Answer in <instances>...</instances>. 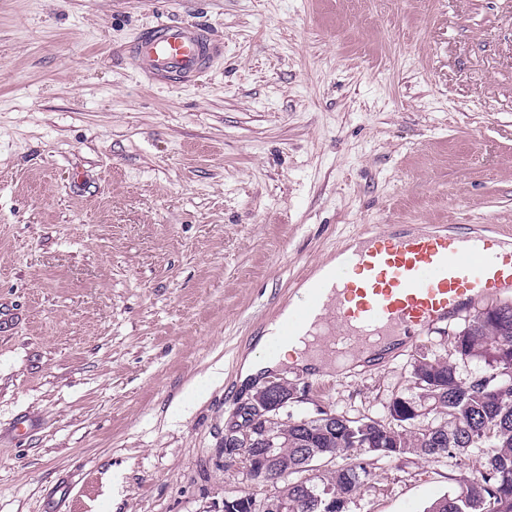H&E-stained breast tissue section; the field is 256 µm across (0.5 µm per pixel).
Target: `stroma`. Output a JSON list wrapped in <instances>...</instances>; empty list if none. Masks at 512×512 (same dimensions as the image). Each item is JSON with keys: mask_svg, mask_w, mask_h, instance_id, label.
I'll use <instances>...</instances> for the list:
<instances>
[{"mask_svg": "<svg viewBox=\"0 0 512 512\" xmlns=\"http://www.w3.org/2000/svg\"><path fill=\"white\" fill-rule=\"evenodd\" d=\"M199 24L195 84L144 27ZM376 224L512 225V0H0V512H224L242 357ZM431 331L298 415L380 416ZM23 430H16V423ZM474 460L379 463L351 512H424ZM222 46L207 28L159 22L139 34L128 47L137 69L153 81L190 83L205 73Z\"/></svg>", "mask_w": 512, "mask_h": 512, "instance_id": "1", "label": "stroma"}]
</instances>
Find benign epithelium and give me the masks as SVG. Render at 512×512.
<instances>
[{
    "mask_svg": "<svg viewBox=\"0 0 512 512\" xmlns=\"http://www.w3.org/2000/svg\"><path fill=\"white\" fill-rule=\"evenodd\" d=\"M288 387V382H271L249 395L247 399L239 401L238 408L234 409L231 417L225 424L224 430V457L233 461H240L244 465L250 480L260 483L265 481L270 472L277 469L278 458L271 454L267 448L252 447L251 433L239 427V408L254 403L256 399H263L266 407L272 412L268 420H278L281 408L287 402L299 401L297 393L289 397L279 395L280 388ZM292 503L288 500V488H283L276 497L264 502V507H258L257 501L246 496L224 498V512H289Z\"/></svg>",
    "mask_w": 512,
    "mask_h": 512,
    "instance_id": "obj_1",
    "label": "benign epithelium"
}]
</instances>
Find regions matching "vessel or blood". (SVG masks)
<instances>
[{"mask_svg":"<svg viewBox=\"0 0 512 512\" xmlns=\"http://www.w3.org/2000/svg\"><path fill=\"white\" fill-rule=\"evenodd\" d=\"M221 51L207 28L171 22L147 28L128 47L137 69L163 83L194 81ZM509 239L512 227L504 224L476 232L396 224L352 235L301 276L303 299L285 305L267 327L266 350L298 340L319 346L343 369L394 341L415 343L436 324L512 291Z\"/></svg>","mask_w":512,"mask_h":512,"instance_id":"b4317fda","label":"vessel or blood"}]
</instances>
